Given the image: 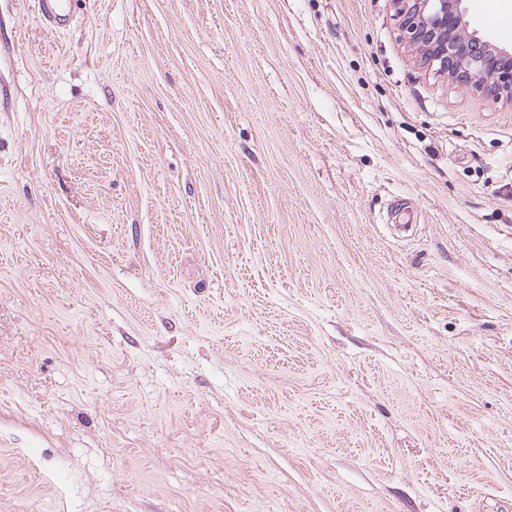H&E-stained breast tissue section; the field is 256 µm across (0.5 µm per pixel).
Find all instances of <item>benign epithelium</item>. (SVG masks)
Returning <instances> with one entry per match:
<instances>
[{
  "mask_svg": "<svg viewBox=\"0 0 512 512\" xmlns=\"http://www.w3.org/2000/svg\"><path fill=\"white\" fill-rule=\"evenodd\" d=\"M399 40L421 68L512 103V47L468 30L463 0H391Z\"/></svg>",
  "mask_w": 512,
  "mask_h": 512,
  "instance_id": "1",
  "label": "benign epithelium"
}]
</instances>
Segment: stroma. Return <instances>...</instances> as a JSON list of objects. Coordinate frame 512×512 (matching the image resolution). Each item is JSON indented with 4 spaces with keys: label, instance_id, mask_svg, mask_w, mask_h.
Segmentation results:
<instances>
[{
    "label": "stroma",
    "instance_id": "stroma-1",
    "mask_svg": "<svg viewBox=\"0 0 512 512\" xmlns=\"http://www.w3.org/2000/svg\"><path fill=\"white\" fill-rule=\"evenodd\" d=\"M397 35L0 0V512H512V103ZM78 1L36 0L37 13L44 24L58 32L69 22Z\"/></svg>",
    "mask_w": 512,
    "mask_h": 512
}]
</instances>
